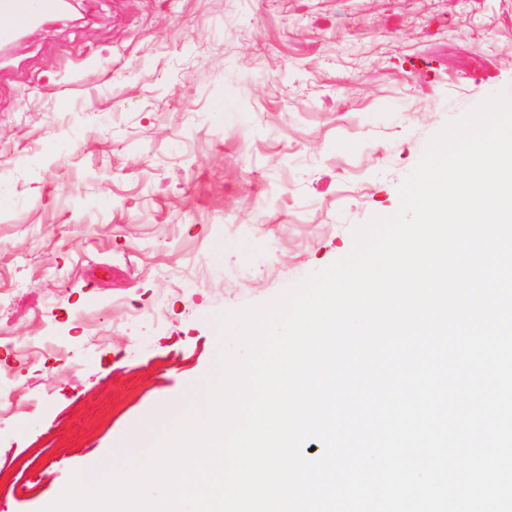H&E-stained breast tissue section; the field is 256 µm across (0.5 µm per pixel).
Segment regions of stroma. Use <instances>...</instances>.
<instances>
[{
    "mask_svg": "<svg viewBox=\"0 0 512 512\" xmlns=\"http://www.w3.org/2000/svg\"><path fill=\"white\" fill-rule=\"evenodd\" d=\"M503 90L512 0H79L1 53L0 512L193 407L217 316L348 254Z\"/></svg>",
    "mask_w": 512,
    "mask_h": 512,
    "instance_id": "obj_1",
    "label": "stroma"
}]
</instances>
